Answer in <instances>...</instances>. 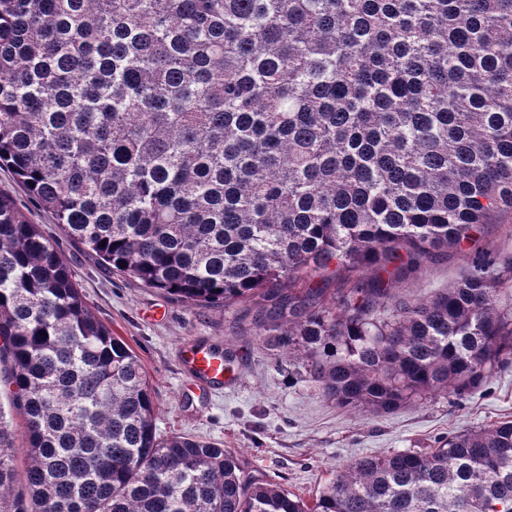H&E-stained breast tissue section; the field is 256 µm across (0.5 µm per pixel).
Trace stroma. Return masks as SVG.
I'll return each mask as SVG.
<instances>
[{
    "instance_id": "stroma-1",
    "label": "stroma",
    "mask_w": 512,
    "mask_h": 512,
    "mask_svg": "<svg viewBox=\"0 0 512 512\" xmlns=\"http://www.w3.org/2000/svg\"><path fill=\"white\" fill-rule=\"evenodd\" d=\"M0 189L50 239L91 313L137 355L154 401L156 433L195 436L231 449L252 479L312 500L337 465L353 456L407 450L428 453L442 437L512 420V366L463 397L440 394L391 415L336 405L307 371L265 345L256 322L261 295L230 306H195L113 272L38 207L8 169ZM465 254L439 253L393 282L394 299H419L460 279ZM223 350L232 379L193 385L185 343Z\"/></svg>"
}]
</instances>
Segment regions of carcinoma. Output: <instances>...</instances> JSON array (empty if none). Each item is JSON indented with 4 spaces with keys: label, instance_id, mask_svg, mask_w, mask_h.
<instances>
[{
    "label": "carcinoma",
    "instance_id": "obj_1",
    "mask_svg": "<svg viewBox=\"0 0 512 512\" xmlns=\"http://www.w3.org/2000/svg\"><path fill=\"white\" fill-rule=\"evenodd\" d=\"M112 269L192 305L262 292L264 341L394 413L512 363V0H0V166ZM453 249L462 278L387 302ZM375 272L336 289L317 273ZM0 512H512V420L336 467L310 503L157 436L138 357L0 191ZM28 464L12 465L16 440ZM489 224L480 249L492 255L512 253V212L500 214Z\"/></svg>",
    "mask_w": 512,
    "mask_h": 512
}]
</instances>
